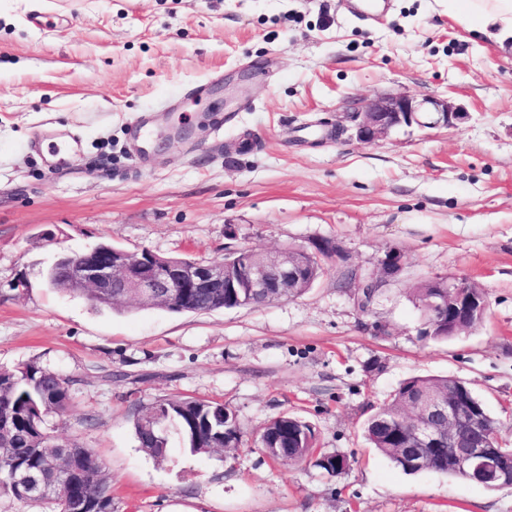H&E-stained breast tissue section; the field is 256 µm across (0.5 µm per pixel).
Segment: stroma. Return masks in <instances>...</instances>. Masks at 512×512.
Returning a JSON list of instances; mask_svg holds the SVG:
<instances>
[{
	"mask_svg": "<svg viewBox=\"0 0 512 512\" xmlns=\"http://www.w3.org/2000/svg\"><path fill=\"white\" fill-rule=\"evenodd\" d=\"M38 7L54 35L27 23ZM243 73L234 102L177 103ZM388 95L469 117L356 139L353 115ZM214 111L223 129H198ZM152 112L193 134L130 157L129 128ZM53 129L81 150L48 169L30 141ZM314 238L341 259L261 307L106 308L46 282L60 251L102 242L209 263ZM391 250L404 268L361 310L347 271L373 273ZM435 277L483 289L484 322L421 339L411 291ZM29 362L69 378V417L49 424L104 466L112 512H512V488L405 473L363 434L403 380L450 376L512 444V42L472 36L442 0H391L368 25L343 0H0V369ZM182 396L229 407L245 445L194 455L172 432L164 459L142 450L134 405ZM283 413L346 472L254 445Z\"/></svg>",
	"mask_w": 512,
	"mask_h": 512,
	"instance_id": "35a3bbf8",
	"label": "stroma"
}]
</instances>
